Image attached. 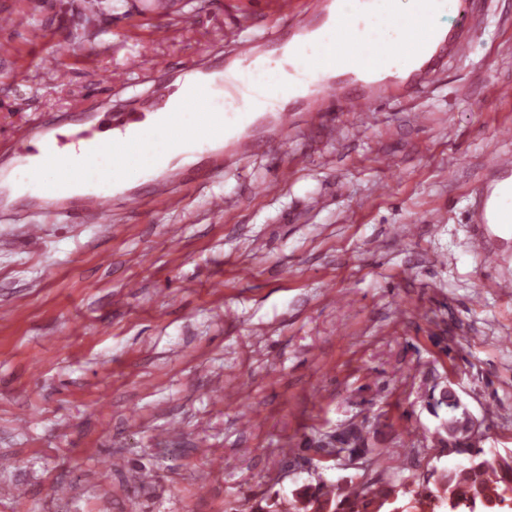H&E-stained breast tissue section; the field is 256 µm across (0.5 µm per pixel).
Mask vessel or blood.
Masks as SVG:
<instances>
[{
	"mask_svg": "<svg viewBox=\"0 0 512 512\" xmlns=\"http://www.w3.org/2000/svg\"><path fill=\"white\" fill-rule=\"evenodd\" d=\"M275 7L280 17H299L287 52L271 59L246 57L228 71H202L196 79L166 86L142 109L116 112L82 129L66 131L42 122L15 139L19 166L8 173V180L44 184L39 210L73 224L98 222L111 212L117 197L126 211L137 212L147 199L132 190L120 192L123 165H139L161 201L188 180V170L180 165L184 157L200 155L223 165L224 115L210 105L215 93L240 97L248 80L262 77L278 97L309 90L327 111L364 116L377 100L413 96L435 78L431 70L418 71L412 83L388 74L391 56H405L412 65L444 47L449 58L463 60L475 44L466 29L445 37L438 24L443 13L467 16L468 0H414L403 15L394 12L392 0H276ZM363 12L374 18V35L351 24ZM390 25L405 32L403 46L383 40L381 33ZM160 152L171 159L161 170L154 163ZM482 171L487 177L511 172L512 152L488 154ZM470 221L511 224L512 184L477 194Z\"/></svg>",
	"mask_w": 512,
	"mask_h": 512,
	"instance_id": "obj_1",
	"label": "vessel or blood"
}]
</instances>
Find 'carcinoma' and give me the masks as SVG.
<instances>
[{
	"label": "carcinoma",
	"mask_w": 512,
	"mask_h": 512,
	"mask_svg": "<svg viewBox=\"0 0 512 512\" xmlns=\"http://www.w3.org/2000/svg\"><path fill=\"white\" fill-rule=\"evenodd\" d=\"M426 409L440 419L432 444L460 456V463L433 468L416 482L360 483L346 475L335 483L320 479L292 492L288 508L275 500L253 512H507L512 503V451L486 455L481 441L473 439V418L449 384L425 395ZM381 432L366 421L351 420L323 439L310 437L307 449L329 448L348 456H368L378 450Z\"/></svg>",
	"instance_id": "cac0c4a2"
}]
</instances>
